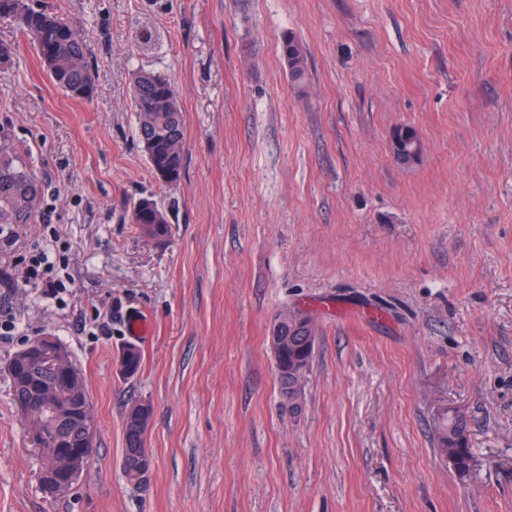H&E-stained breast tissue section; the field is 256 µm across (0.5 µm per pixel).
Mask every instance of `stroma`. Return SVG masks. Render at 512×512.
I'll return each mask as SVG.
<instances>
[{"label":"stroma","instance_id":"obj_1","mask_svg":"<svg viewBox=\"0 0 512 512\" xmlns=\"http://www.w3.org/2000/svg\"><path fill=\"white\" fill-rule=\"evenodd\" d=\"M33 4L85 39L96 90H59L0 17V137L39 190L0 235V309L21 323L0 338V512H512V0ZM136 71L178 92L177 184L138 141ZM400 127L417 164L392 153ZM144 196L169 214L164 242L129 221ZM47 224L71 245L56 296L21 279ZM287 308L316 323L295 416L268 342ZM134 314L149 338L132 340ZM45 333L80 368L94 431L54 497L6 368ZM135 402L152 407L141 492L120 466ZM446 413L469 423L464 479L438 447ZM281 55L288 68L292 84L303 92L309 79L306 55L293 35L288 34L282 38Z\"/></svg>","mask_w":512,"mask_h":512}]
</instances>
